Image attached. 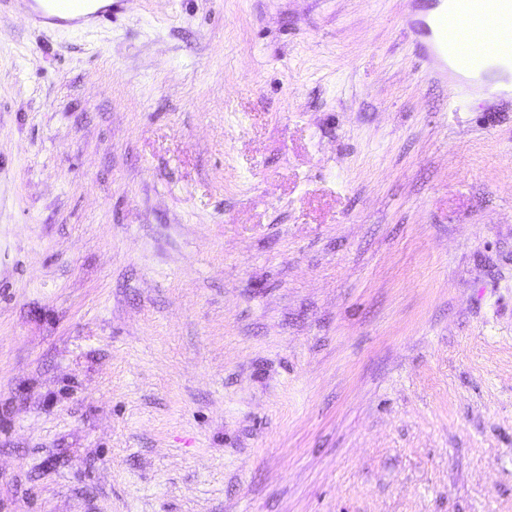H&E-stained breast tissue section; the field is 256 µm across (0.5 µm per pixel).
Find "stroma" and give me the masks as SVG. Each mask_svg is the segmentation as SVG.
Returning <instances> with one entry per match:
<instances>
[{"label":"stroma","mask_w":512,"mask_h":512,"mask_svg":"<svg viewBox=\"0 0 512 512\" xmlns=\"http://www.w3.org/2000/svg\"><path fill=\"white\" fill-rule=\"evenodd\" d=\"M403 7L0 11V512H512V99ZM97 0H27V19L31 25L46 27L95 26L112 24V0L97 6Z\"/></svg>","instance_id":"35a3bbf8"}]
</instances>
